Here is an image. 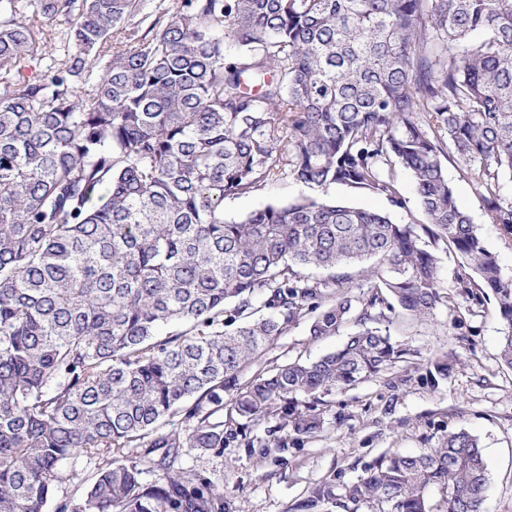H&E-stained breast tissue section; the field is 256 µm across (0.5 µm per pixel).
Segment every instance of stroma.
Masks as SVG:
<instances>
[{
    "mask_svg": "<svg viewBox=\"0 0 512 512\" xmlns=\"http://www.w3.org/2000/svg\"><path fill=\"white\" fill-rule=\"evenodd\" d=\"M402 205L386 197L345 186L331 195L348 204L377 209L404 224L420 219L419 201L411 178L399 173ZM460 208L469 214L485 247L497 256L504 272L512 273V236L488 223L478 187L449 167ZM288 178L250 194L224 201V216L233 219L267 204L288 202L303 194ZM455 256H443L440 277L450 302L431 321L399 319L391 337L409 351L405 361L352 388L322 395L317 411L322 419L311 438L292 439L286 450L260 460L264 446L283 434L284 419L272 411L259 421L225 419L238 432L225 443L223 455L184 456L185 465L205 471L224 483L226 512H294V506L323 481L343 485L357 481L377 456L415 453L440 447L449 432L464 428L476 435L487 464L489 483L485 512H512V370L499 357L501 323L492 295L459 287ZM342 336L311 340L307 322H300L268 350L264 360L276 365L298 358L313 360L334 350ZM448 354L453 370L448 379L431 383L426 377L430 358Z\"/></svg>",
    "mask_w": 512,
    "mask_h": 512,
    "instance_id": "35a3bbf8",
    "label": "stroma"
}]
</instances>
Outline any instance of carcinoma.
Listing matches in <instances>:
<instances>
[{
  "mask_svg": "<svg viewBox=\"0 0 512 512\" xmlns=\"http://www.w3.org/2000/svg\"><path fill=\"white\" fill-rule=\"evenodd\" d=\"M29 6L0 0V512H224L184 449L223 454L226 409L256 421L278 405L287 434L315 436L320 395L409 354L377 324L449 302L440 241L460 287L493 295L512 369V275L444 165L512 235V0ZM57 16L59 45L40 25ZM397 167L423 224L312 196L224 217L225 198L285 176L398 205ZM306 318L313 341L350 332L313 362L264 366ZM450 370L437 355L428 373ZM79 458L92 476L64 468ZM75 479L81 495L59 496ZM488 482L460 429L295 509L483 512Z\"/></svg>",
  "mask_w": 512,
  "mask_h": 512,
  "instance_id": "carcinoma-1",
  "label": "carcinoma"
}]
</instances>
